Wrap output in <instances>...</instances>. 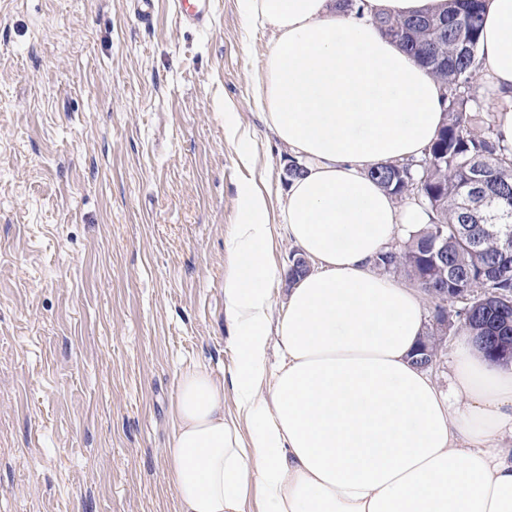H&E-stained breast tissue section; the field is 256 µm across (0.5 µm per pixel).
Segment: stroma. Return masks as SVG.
Listing matches in <instances>:
<instances>
[{
  "label": "stroma",
  "mask_w": 512,
  "mask_h": 512,
  "mask_svg": "<svg viewBox=\"0 0 512 512\" xmlns=\"http://www.w3.org/2000/svg\"><path fill=\"white\" fill-rule=\"evenodd\" d=\"M173 2L145 27L127 0H0V512H178L176 383L231 363L246 178L287 308L290 156L255 96L272 31L238 0L188 28Z\"/></svg>",
  "instance_id": "stroma-1"
}]
</instances>
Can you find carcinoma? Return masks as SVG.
Instances as JSON below:
<instances>
[{"mask_svg": "<svg viewBox=\"0 0 512 512\" xmlns=\"http://www.w3.org/2000/svg\"><path fill=\"white\" fill-rule=\"evenodd\" d=\"M448 2L441 14L378 20L385 36L449 84L450 95L419 168L384 162L369 172L395 199L431 214L403 249L379 253L376 263L425 288H446L450 297L472 296L457 316L490 358L512 338V160L500 153L492 121L474 126L479 105L470 81L485 0Z\"/></svg>", "mask_w": 512, "mask_h": 512, "instance_id": "1", "label": "carcinoma"}]
</instances>
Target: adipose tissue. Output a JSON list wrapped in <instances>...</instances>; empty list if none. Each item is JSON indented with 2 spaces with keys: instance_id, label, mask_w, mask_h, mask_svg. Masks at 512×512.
Masks as SVG:
<instances>
[{
  "instance_id": "adipose-tissue-1",
  "label": "adipose tissue",
  "mask_w": 512,
  "mask_h": 512,
  "mask_svg": "<svg viewBox=\"0 0 512 512\" xmlns=\"http://www.w3.org/2000/svg\"><path fill=\"white\" fill-rule=\"evenodd\" d=\"M240 4L273 31L256 94L305 168L283 219L315 269L273 317L268 200L243 181L224 273L233 365L223 381L203 368L177 380L166 456L178 512H512V364L489 362L463 333L440 396L413 362L419 297L373 269L400 226L428 217L399 212L367 172L422 156L448 95L376 20L439 13L448 0H366L359 15L336 0ZM477 67L512 159V0H486Z\"/></svg>"
}]
</instances>
